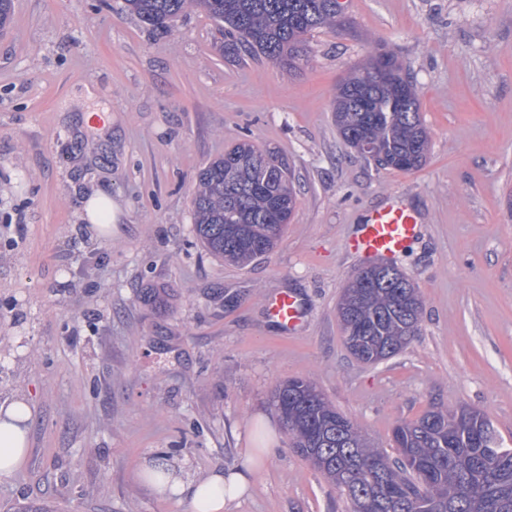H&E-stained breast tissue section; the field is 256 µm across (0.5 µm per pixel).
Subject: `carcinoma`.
<instances>
[{
    "label": "carcinoma",
    "instance_id": "carcinoma-1",
    "mask_svg": "<svg viewBox=\"0 0 512 512\" xmlns=\"http://www.w3.org/2000/svg\"><path fill=\"white\" fill-rule=\"evenodd\" d=\"M127 10L159 32L198 5L224 27L233 54H259L293 69L304 37L334 26L339 0H125ZM381 78L349 72L337 85L334 121L348 145L367 137L388 166L410 171L430 150L413 84L395 54ZM288 164L247 142L234 145L199 173L193 198L197 239L211 255L245 265L272 252L294 206ZM423 302L399 268L360 269L337 307L349 354L377 364L400 353L419 331ZM272 407L290 447L313 462L347 496L352 512H512V448L503 447L487 413L434 407L393 432L397 456L369 444L360 428L303 378L280 384Z\"/></svg>",
    "mask_w": 512,
    "mask_h": 512
}]
</instances>
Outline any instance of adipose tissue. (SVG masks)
<instances>
[{
	"label": "adipose tissue",
	"instance_id": "obj_1",
	"mask_svg": "<svg viewBox=\"0 0 512 512\" xmlns=\"http://www.w3.org/2000/svg\"><path fill=\"white\" fill-rule=\"evenodd\" d=\"M31 419V408L25 401L0 405V478L10 477L26 457ZM139 477L159 495L188 496L193 512H224L229 503L249 490V478L243 472L215 471L189 483L180 472L162 471L157 459L144 462Z\"/></svg>",
	"mask_w": 512,
	"mask_h": 512
}]
</instances>
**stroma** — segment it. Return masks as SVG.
<instances>
[{
	"mask_svg": "<svg viewBox=\"0 0 512 512\" xmlns=\"http://www.w3.org/2000/svg\"><path fill=\"white\" fill-rule=\"evenodd\" d=\"M125 0H13L0 30V403L32 409L0 512H191L136 478L160 457L197 481L273 438L225 512H350L289 447L270 407L307 378L383 450L432 406L485 411L512 448V0H341L352 26L307 36L286 72L223 50L189 8L152 31ZM403 62L431 136L409 172L339 136L337 81L377 46ZM247 140L290 164L277 247L235 266L196 240L198 175ZM112 234L81 219L92 191ZM397 201L419 218L393 262L416 284L418 336L375 365L347 352L336 305L364 259L346 240ZM287 291L292 331L268 316Z\"/></svg>",
	"mask_w": 512,
	"mask_h": 512,
	"instance_id": "obj_1",
	"label": "stroma"
}]
</instances>
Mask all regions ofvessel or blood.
I'll list each match as a JSON object with an SVG mask.
<instances>
[{
	"mask_svg": "<svg viewBox=\"0 0 512 512\" xmlns=\"http://www.w3.org/2000/svg\"><path fill=\"white\" fill-rule=\"evenodd\" d=\"M418 232L416 214L399 203H390L371 211L346 247L363 257L391 258L401 252ZM270 315L283 327L296 326L300 309L296 298L286 292L275 294L267 304Z\"/></svg>",
	"mask_w": 512,
	"mask_h": 512,
	"instance_id": "vessel-or-blood-1",
	"label": "vessel or blood"
}]
</instances>
